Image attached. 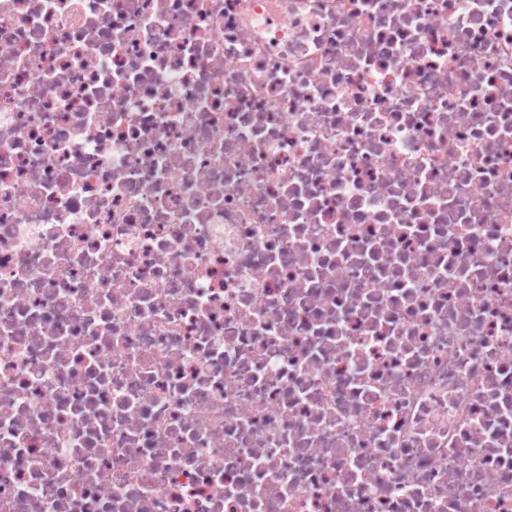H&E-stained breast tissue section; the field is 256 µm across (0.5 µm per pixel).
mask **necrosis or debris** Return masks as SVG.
Here are the masks:
<instances>
[{"label":"necrosis or debris","instance_id":"obj_1","mask_svg":"<svg viewBox=\"0 0 512 512\" xmlns=\"http://www.w3.org/2000/svg\"><path fill=\"white\" fill-rule=\"evenodd\" d=\"M0 512H512V0H0Z\"/></svg>","mask_w":512,"mask_h":512}]
</instances>
